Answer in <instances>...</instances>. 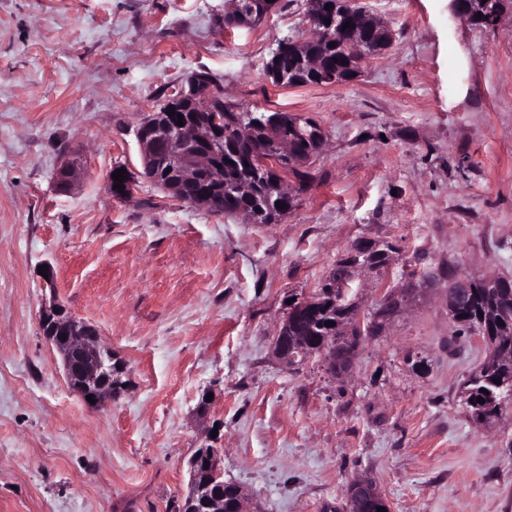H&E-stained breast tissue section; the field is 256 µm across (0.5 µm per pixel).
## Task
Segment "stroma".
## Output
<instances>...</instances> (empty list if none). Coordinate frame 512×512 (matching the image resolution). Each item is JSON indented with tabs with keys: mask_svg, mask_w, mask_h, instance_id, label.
I'll return each instance as SVG.
<instances>
[{
	"mask_svg": "<svg viewBox=\"0 0 512 512\" xmlns=\"http://www.w3.org/2000/svg\"><path fill=\"white\" fill-rule=\"evenodd\" d=\"M356 2L391 46L346 83L277 87L265 66L310 36L306 0L235 29L226 0H0V512H177L215 427L248 512H346L358 477L392 512H512V408L489 425L463 408L489 348L450 346L447 279L362 341L349 376L272 354L288 297L311 296L358 239L398 248L350 281L364 315L447 264L512 278V0L484 28L448 0ZM199 70L228 102L322 128L278 223L145 180L108 192L113 167L142 169L141 119ZM51 299L121 361L108 407L68 389L39 326Z\"/></svg>",
	"mask_w": 512,
	"mask_h": 512,
	"instance_id": "1",
	"label": "stroma"
}]
</instances>
